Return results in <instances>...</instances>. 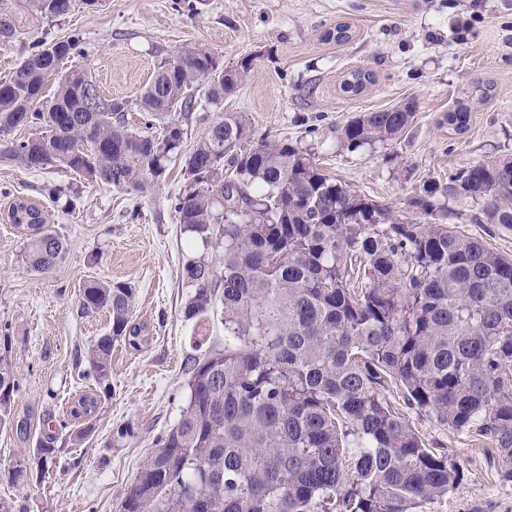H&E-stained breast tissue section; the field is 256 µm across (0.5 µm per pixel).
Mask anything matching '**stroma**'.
Listing matches in <instances>:
<instances>
[{
  "mask_svg": "<svg viewBox=\"0 0 512 512\" xmlns=\"http://www.w3.org/2000/svg\"><path fill=\"white\" fill-rule=\"evenodd\" d=\"M23 15L25 25L0 46V81L36 42L79 39L81 52L65 69L87 70L102 96L129 103L127 124L144 129L138 106L158 62L184 47L221 57L233 68L252 58L248 80L223 101L183 119L193 146L224 112L246 113L256 135L287 138L310 149L324 170L366 198L407 217L424 181H447L457 170L512 155V0H71L67 14L30 16L24 0H0V12ZM352 28L343 43L329 39L336 24ZM372 71L363 93H343L353 69ZM414 101L412 126L374 149L343 148L337 129L352 118ZM466 106L464 133L442 127L445 113ZM60 188L71 205L52 202ZM184 189L180 159L145 193L90 185L69 169L29 170L0 161V328L12 342L19 387L16 418L27 434L0 429V498L24 512H119L140 466L178 421L188 397L186 368L193 358L224 347L218 317L185 319L189 294L182 266L190 256L171 207ZM24 198L39 206L67 253L47 275L27 271L25 235L7 223L9 205ZM447 223L490 250L512 256V230L486 223L469 199L444 202ZM130 283L135 320L148 340L112 351L110 392L81 440L70 411L88 392L85 351L108 329L106 314H85L78 290L89 280ZM406 420L431 447L448 452L462 480L433 512H512V484L496 478L494 452L434 417L406 411ZM52 441L57 461L41 480L11 482L9 470Z\"/></svg>",
  "mask_w": 512,
  "mask_h": 512,
  "instance_id": "stroma-1",
  "label": "stroma"
}]
</instances>
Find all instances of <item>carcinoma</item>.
I'll return each instance as SVG.
<instances>
[{
  "instance_id": "obj_1",
  "label": "carcinoma",
  "mask_w": 512,
  "mask_h": 512,
  "mask_svg": "<svg viewBox=\"0 0 512 512\" xmlns=\"http://www.w3.org/2000/svg\"><path fill=\"white\" fill-rule=\"evenodd\" d=\"M44 17L68 13L70 0H28ZM18 17H0V44ZM80 53L72 38L37 43L0 81V160L30 169L58 164L90 183L145 191L182 156L185 189L173 204L189 246L182 267L190 293L185 318L216 305L224 349L188 368L186 406L127 488L120 512H427L461 479L448 454L430 448L386 400L433 415L473 441H490L497 476L512 483V258L443 222L439 197L483 205L488 224L512 229V157L480 162L448 182L428 180L410 218L362 197L328 175L315 154L287 138L255 137L244 112H224L193 149L175 112L224 99L250 76L196 47L157 64L138 106L155 120L126 124L128 101L100 98L84 70L61 72ZM58 79L51 99L46 81ZM371 73L350 72L341 89L361 93ZM412 101L365 112L339 133L349 151L396 141L415 120ZM459 106L442 124L464 133ZM31 127L33 136L11 132ZM157 131H151V128ZM7 221L25 232L31 272L47 275L67 244L43 211L14 200ZM135 289L93 280L79 290L87 314L104 312L109 329L88 346L84 376L96 390L71 410L89 421L110 390L112 349L146 342L134 318ZM18 388L10 337L0 341V427L26 424L12 413ZM56 448L19 460L13 481L45 475Z\"/></svg>"
}]
</instances>
